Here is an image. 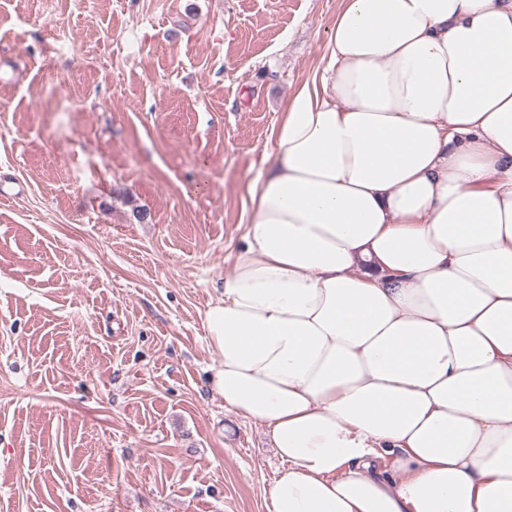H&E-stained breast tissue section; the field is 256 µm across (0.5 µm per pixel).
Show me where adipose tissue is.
I'll return each instance as SVG.
<instances>
[{"instance_id": "adipose-tissue-1", "label": "adipose tissue", "mask_w": 512, "mask_h": 512, "mask_svg": "<svg viewBox=\"0 0 512 512\" xmlns=\"http://www.w3.org/2000/svg\"><path fill=\"white\" fill-rule=\"evenodd\" d=\"M340 2L202 318L212 390L270 436L269 512H512V0Z\"/></svg>"}]
</instances>
